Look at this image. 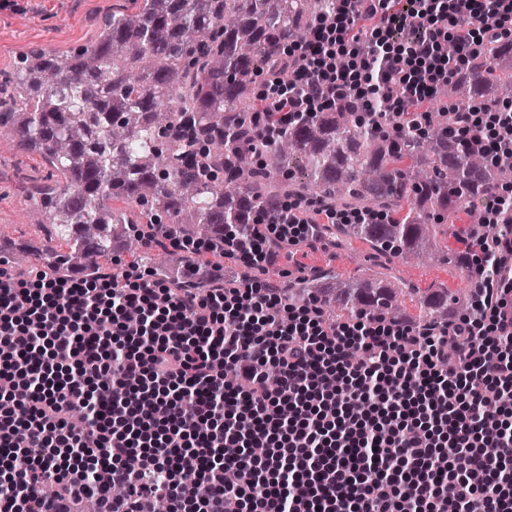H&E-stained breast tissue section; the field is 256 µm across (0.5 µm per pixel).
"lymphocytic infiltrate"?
<instances>
[{
  "label": "lymphocytic infiltrate",
  "instance_id": "f902f5d3",
  "mask_svg": "<svg viewBox=\"0 0 512 512\" xmlns=\"http://www.w3.org/2000/svg\"><path fill=\"white\" fill-rule=\"evenodd\" d=\"M501 37L512 0H336L310 41L274 50L288 79L258 81L259 109L295 118L350 98L416 121ZM448 116L490 160L512 152L511 106ZM388 221L288 199L248 237L170 244L252 266L272 263L274 236ZM466 248L472 311L438 326L331 324L321 301L261 283L200 293L136 266L120 280L0 269V512H84L87 489L99 512H512V232Z\"/></svg>",
  "mask_w": 512,
  "mask_h": 512
}]
</instances>
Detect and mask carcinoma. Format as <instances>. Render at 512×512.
<instances>
[{"label": "carcinoma", "mask_w": 512, "mask_h": 512, "mask_svg": "<svg viewBox=\"0 0 512 512\" xmlns=\"http://www.w3.org/2000/svg\"><path fill=\"white\" fill-rule=\"evenodd\" d=\"M130 13L112 15L97 39L66 52L36 49L0 75V132L16 151L48 166L37 190L34 224H50L42 256L56 272L102 268L112 256V225L143 224L125 237V249L165 272L191 256L142 243L167 230L205 239L226 224L249 229L258 214L293 197L310 205L383 212L391 224H336L325 238L361 240L403 265L465 263L442 247L466 208L475 238L491 241L488 224L471 202L512 180V157L491 162L481 145L455 136L447 113L425 123L406 122L396 136L383 131L356 100L324 112L284 120L264 159L254 87L276 68L270 48L303 41L331 0H134ZM512 52V40L477 50L469 74L451 78L435 97L457 105L480 97L491 105L494 60ZM408 203L403 210L402 203ZM359 287L337 274L294 279L297 302L320 298L329 320L345 314L386 320L403 317V298L415 293L379 263L363 270ZM470 290L420 296L415 323L441 324L448 311L465 314Z\"/></svg>", "instance_id": "1"}]
</instances>
